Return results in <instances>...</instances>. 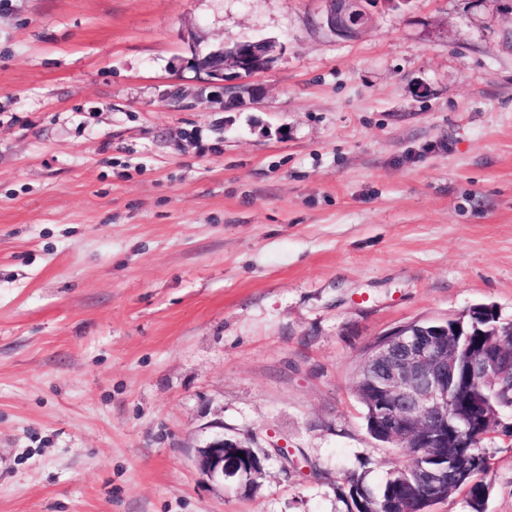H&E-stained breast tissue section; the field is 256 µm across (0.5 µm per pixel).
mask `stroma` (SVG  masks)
<instances>
[{
  "label": "stroma",
  "mask_w": 512,
  "mask_h": 512,
  "mask_svg": "<svg viewBox=\"0 0 512 512\" xmlns=\"http://www.w3.org/2000/svg\"><path fill=\"white\" fill-rule=\"evenodd\" d=\"M326 8L0 0V512H346L408 456L365 347L512 321V0H373L350 39ZM244 39L280 54L228 111L186 60ZM212 420L270 453L251 491L199 474Z\"/></svg>",
  "instance_id": "stroma-1"
}]
</instances>
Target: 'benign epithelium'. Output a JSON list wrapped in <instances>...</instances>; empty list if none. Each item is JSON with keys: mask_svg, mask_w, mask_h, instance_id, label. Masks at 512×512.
Returning <instances> with one entry per match:
<instances>
[{"mask_svg": "<svg viewBox=\"0 0 512 512\" xmlns=\"http://www.w3.org/2000/svg\"><path fill=\"white\" fill-rule=\"evenodd\" d=\"M325 22L342 37H354L371 21L370 0H327ZM277 59L273 40H244L230 48L203 51L191 49L189 68L208 76L212 87L235 89L224 101V109L240 107L244 98L252 100L261 88L251 83L258 72L270 68ZM494 323L484 335L481 347L464 344L461 333L448 332L446 321H426L399 326L375 338L366 348L357 371L356 391L372 416V430L383 443L396 448H457L471 434L470 417L452 411L458 398V376L465 370L486 382L488 394L481 403L482 419L512 442V425L500 419L495 407L494 386L512 385V322H503L493 308ZM211 432L195 446V464L210 482H236L245 491L263 475L265 463L249 441L224 434V423L212 421ZM260 458H254V454ZM452 480L448 466L405 472L400 483L409 501L426 495L438 500Z\"/></svg>", "mask_w": 512, "mask_h": 512, "instance_id": "benign-epithelium-1", "label": "benign epithelium"}]
</instances>
